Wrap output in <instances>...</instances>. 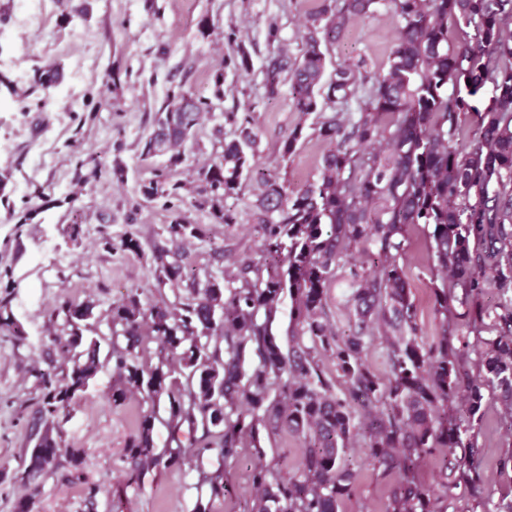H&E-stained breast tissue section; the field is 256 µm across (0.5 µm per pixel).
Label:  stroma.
Here are the masks:
<instances>
[{
    "label": "stroma",
    "mask_w": 512,
    "mask_h": 512,
    "mask_svg": "<svg viewBox=\"0 0 512 512\" xmlns=\"http://www.w3.org/2000/svg\"><path fill=\"white\" fill-rule=\"evenodd\" d=\"M320 0H0V298H8L20 336L0 332V512H13L23 494L11 476L21 464L37 421L34 369L61 363L53 335L60 322L50 314L60 298L88 300L108 307L127 289L142 288L143 303L158 299L150 268V251L161 242V228L173 212L191 224L205 225L206 240L181 247L188 277L233 269L238 259L255 253L252 186H244L231 205L237 223H214L205 209L173 200L145 202L140 187L156 174L186 188L197 185L196 171L217 160L235 127L228 112H248L257 135V164L291 190L318 176L326 144L317 137V115L301 116L289 101L288 85L278 98L263 102V70L268 56H297L307 14ZM85 13H77V6ZM395 35L391 13L355 20L329 48L331 67L363 64L385 70ZM248 70H241V58ZM52 66L62 82L50 89L36 85L38 69ZM223 72L224 86L214 76ZM188 94L211 108L187 145L182 163L167 157H145L141 141L153 126L157 105L166 97ZM306 139L289 160L278 148L297 124ZM136 234L144 252L133 257L104 247L103 236L120 241ZM407 275L419 307L424 341L437 339L433 314L435 275L427 250V233L409 238ZM360 255L341 262L328 293L330 320L337 333L355 320L347 301L351 271ZM120 383L104 367L85 394L73 403L63 426L65 444L85 449L84 480L100 490L87 501L83 482L59 474L46 477L35 497L34 512H196L197 501H209L211 512H246L253 494L257 461L289 471L300 453V440L281 435L262 439L263 459L244 450L226 464L229 493L210 500L202 482L216 469L215 453L192 466L148 473L128 483L123 448L135 431L138 397L114 406ZM484 493L512 498V483L501 462L512 451V431L498 422L496 405H486L476 425ZM354 464V492L345 512H385L389 478L364 465V450L349 452Z\"/></svg>",
    "instance_id": "1"
}]
</instances>
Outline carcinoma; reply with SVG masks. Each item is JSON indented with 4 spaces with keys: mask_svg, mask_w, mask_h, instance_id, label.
Instances as JSON below:
<instances>
[{
    "mask_svg": "<svg viewBox=\"0 0 512 512\" xmlns=\"http://www.w3.org/2000/svg\"><path fill=\"white\" fill-rule=\"evenodd\" d=\"M389 6L396 36L384 73L338 67L326 77L328 46L350 21ZM512 0H323L306 18L299 55L279 53L264 67L268 99L289 81L294 111L320 113L317 136L328 144L319 177L293 192L252 162L257 148L253 118L224 113L238 126L218 161L198 171L189 205L209 209L215 223L236 224L225 198L245 182L256 186L253 214L260 245L234 270L190 285L191 297L145 305L132 288L108 308L109 349L91 334L96 305L62 300L53 342L64 366L37 369L39 426L34 446L13 472L27 490L13 512H33L34 492L66 461L82 474L85 449L62 444L60 428L72 404L106 365L121 388L120 406L137 394L146 405L124 448L130 478L155 469H180L207 452L218 467L205 481L209 500L228 492L224 463L244 448L264 456L261 433L302 440L296 471L259 463L252 473L250 512H342L355 474L347 451L363 438L365 463L394 477L386 512H436L468 496L481 512H512V500L482 497L484 449L473 427L486 399L500 407L512 429ZM494 92L479 110L469 98L492 77ZM362 101L357 115L344 110ZM208 104L190 95L168 98L155 112V129L141 155L182 160ZM477 115L466 123V113ZM306 138L298 124L282 141V159ZM164 175L142 185L145 201L168 198ZM429 229L428 251L440 336H420L417 305L406 273L409 232ZM167 244L151 252L157 290L181 288L176 247L204 240L207 230L179 215L164 225ZM128 256L143 252L134 234L113 246ZM363 256L353 273L354 329L336 334L327 312V289L341 259ZM498 301H484L487 290ZM295 323L288 346L274 332L284 296ZM463 324L467 335L454 334ZM380 333L388 372L364 361L371 336ZM460 342L475 354L461 352ZM157 360L146 358L148 344ZM336 375L328 374L320 356ZM343 387H337V380ZM164 410L171 428L166 449L153 428ZM443 454V478L416 481L419 464Z\"/></svg>",
    "mask_w": 512,
    "mask_h": 512,
    "instance_id": "cac0c4a2",
    "label": "carcinoma"
}]
</instances>
